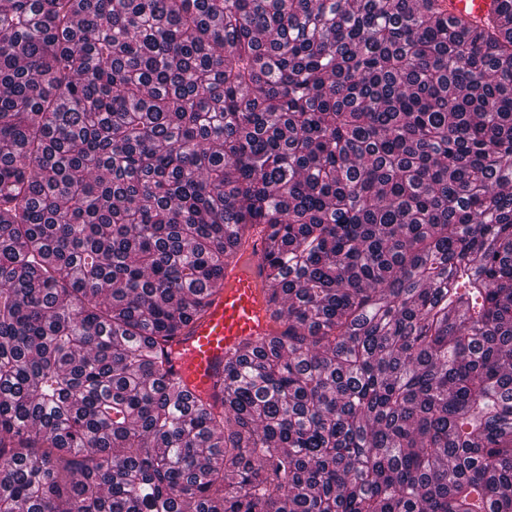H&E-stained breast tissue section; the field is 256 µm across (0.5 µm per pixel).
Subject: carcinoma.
<instances>
[{"label":"carcinoma","instance_id":"obj_1","mask_svg":"<svg viewBox=\"0 0 512 512\" xmlns=\"http://www.w3.org/2000/svg\"><path fill=\"white\" fill-rule=\"evenodd\" d=\"M0 512H512V0H0ZM442 13L446 16L481 21L495 8L493 0H439ZM264 235L246 251L248 266L225 275L224 292L212 299L204 316L172 341V369L194 394L214 390L224 371V359L248 337L271 330L267 302L261 288L265 278Z\"/></svg>","mask_w":512,"mask_h":512}]
</instances>
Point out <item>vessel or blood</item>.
<instances>
[{
    "instance_id": "vessel-or-blood-1",
    "label": "vessel or blood",
    "mask_w": 512,
    "mask_h": 512,
    "mask_svg": "<svg viewBox=\"0 0 512 512\" xmlns=\"http://www.w3.org/2000/svg\"><path fill=\"white\" fill-rule=\"evenodd\" d=\"M444 15L481 21L495 8L493 0H439ZM265 237L248 247L246 269L225 275L223 293L215 296L204 316L172 342L178 359L174 373L196 394L212 392L224 371V359L248 337L270 331L267 302L261 288L265 278Z\"/></svg>"
}]
</instances>
